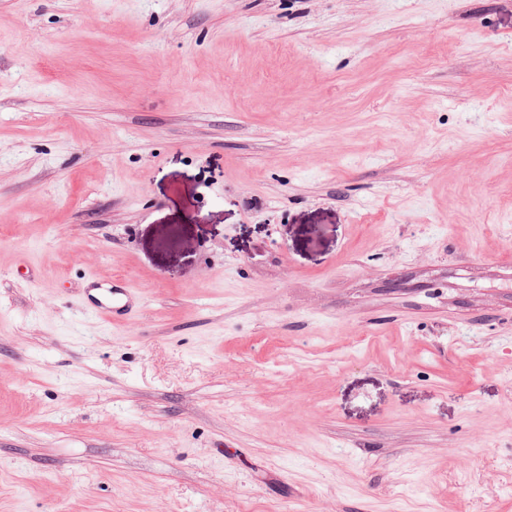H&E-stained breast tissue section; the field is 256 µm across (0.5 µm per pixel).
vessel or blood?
Returning a JSON list of instances; mask_svg holds the SVG:
<instances>
[{"instance_id":"b4317fda","label":"vessel or blood","mask_w":512,"mask_h":512,"mask_svg":"<svg viewBox=\"0 0 512 512\" xmlns=\"http://www.w3.org/2000/svg\"><path fill=\"white\" fill-rule=\"evenodd\" d=\"M79 303L85 312L112 323L134 320L145 307L138 289L123 278L113 279L108 287L99 280H92L90 289L80 297Z\"/></svg>"}]
</instances>
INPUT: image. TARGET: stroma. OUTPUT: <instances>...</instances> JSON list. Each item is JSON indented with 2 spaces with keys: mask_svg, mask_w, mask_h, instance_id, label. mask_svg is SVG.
Masks as SVG:
<instances>
[{
  "mask_svg": "<svg viewBox=\"0 0 512 512\" xmlns=\"http://www.w3.org/2000/svg\"><path fill=\"white\" fill-rule=\"evenodd\" d=\"M0 512H512V0H0ZM88 282L92 288L79 299L80 307L85 312L114 323L134 320L144 310L142 295L126 279L113 278L109 283L91 277ZM105 285L111 286L103 288Z\"/></svg>",
  "mask_w": 512,
  "mask_h": 512,
  "instance_id": "1",
  "label": "stroma"
}]
</instances>
